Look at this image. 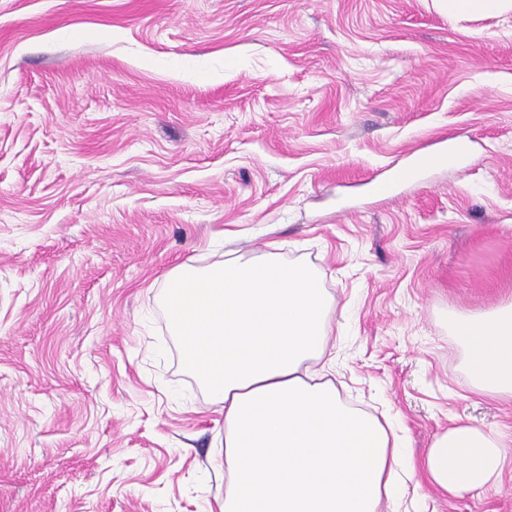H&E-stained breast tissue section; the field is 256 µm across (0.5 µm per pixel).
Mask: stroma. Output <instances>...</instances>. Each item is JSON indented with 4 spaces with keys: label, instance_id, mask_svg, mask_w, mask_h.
I'll return each instance as SVG.
<instances>
[{
    "label": "stroma",
    "instance_id": "35a3bbf8",
    "mask_svg": "<svg viewBox=\"0 0 512 512\" xmlns=\"http://www.w3.org/2000/svg\"><path fill=\"white\" fill-rule=\"evenodd\" d=\"M271 241L333 299L329 380L413 461L458 424L512 440L443 321L512 301V14L0 0V512L215 507L224 418L164 275ZM405 506L512 512V463L463 497L417 477Z\"/></svg>",
    "mask_w": 512,
    "mask_h": 512
}]
</instances>
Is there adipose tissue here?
I'll use <instances>...</instances> for the list:
<instances>
[{
	"label": "adipose tissue",
	"instance_id": "adipose-tissue-1",
	"mask_svg": "<svg viewBox=\"0 0 512 512\" xmlns=\"http://www.w3.org/2000/svg\"><path fill=\"white\" fill-rule=\"evenodd\" d=\"M162 301L184 366L224 416L218 512H380L400 495L398 439L324 378L333 300L310 269L272 248L180 264ZM447 322L470 384L512 396V301ZM505 457L501 435L457 426L433 440L422 471L461 496L495 485Z\"/></svg>",
	"mask_w": 512,
	"mask_h": 512
}]
</instances>
